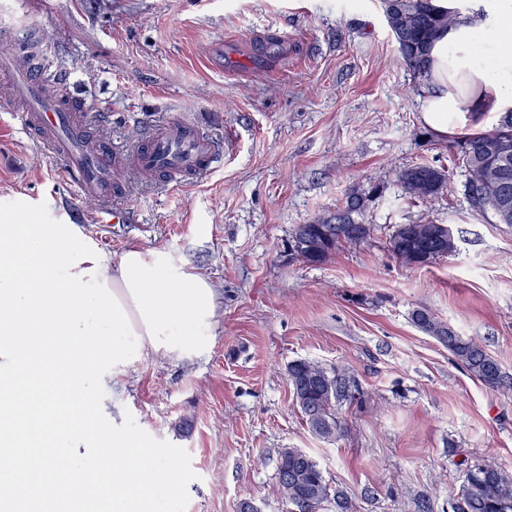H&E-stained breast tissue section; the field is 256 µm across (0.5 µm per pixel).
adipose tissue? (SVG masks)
I'll use <instances>...</instances> for the list:
<instances>
[{
	"label": "adipose tissue",
	"mask_w": 512,
	"mask_h": 512,
	"mask_svg": "<svg viewBox=\"0 0 512 512\" xmlns=\"http://www.w3.org/2000/svg\"><path fill=\"white\" fill-rule=\"evenodd\" d=\"M457 12L428 52L421 118L447 134L462 116L512 107V0H437ZM205 275L130 245L103 255L75 224H49L30 210L0 214V470L12 484H43L61 452L93 458L113 503L145 507L151 489L177 491L172 473L134 435L118 428L79 375L94 366L116 382L145 354L169 358L199 348L218 313Z\"/></svg>",
	"instance_id": "ef3b65f1"
}]
</instances>
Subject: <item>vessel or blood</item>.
Segmentation results:
<instances>
[{"label": "vessel or blood", "instance_id": "b4317fda", "mask_svg": "<svg viewBox=\"0 0 512 512\" xmlns=\"http://www.w3.org/2000/svg\"><path fill=\"white\" fill-rule=\"evenodd\" d=\"M0 75L25 101L24 125L48 152L59 176L76 196L97 201L96 223L131 220L130 210L120 202L125 174L162 176L173 189L223 164L216 142L195 120L180 118L151 126L133 150L118 151L108 141L93 142L85 135L92 126L104 125L105 116L49 99L39 75L21 63L14 51L0 55Z\"/></svg>", "mask_w": 512, "mask_h": 512}]
</instances>
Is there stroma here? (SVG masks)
Instances as JSON below:
<instances>
[{
  "label": "stroma",
  "instance_id": "stroma-1",
  "mask_svg": "<svg viewBox=\"0 0 512 512\" xmlns=\"http://www.w3.org/2000/svg\"><path fill=\"white\" fill-rule=\"evenodd\" d=\"M0 0V28L40 25L53 71L89 112L107 113L113 147L151 125L193 116L224 153L189 187L127 178L126 224H97L23 128L0 83V210L64 216L109 258L129 244L209 276L221 300L206 350L152 354L128 367L113 403L126 430L176 476L155 512H286L276 459L298 448L350 512H453L464 462L512 479V394L485 387L411 321L425 308L484 342L512 376V225L475 212L454 172V141L419 112L379 0ZM450 170L439 199L411 203L404 167ZM365 192L376 239L311 266L291 234ZM396 224H449L457 251L407 267L386 250ZM348 368L360 396L348 427L315 436L296 406L288 365Z\"/></svg>",
  "mask_w": 512,
  "mask_h": 512
}]
</instances>
